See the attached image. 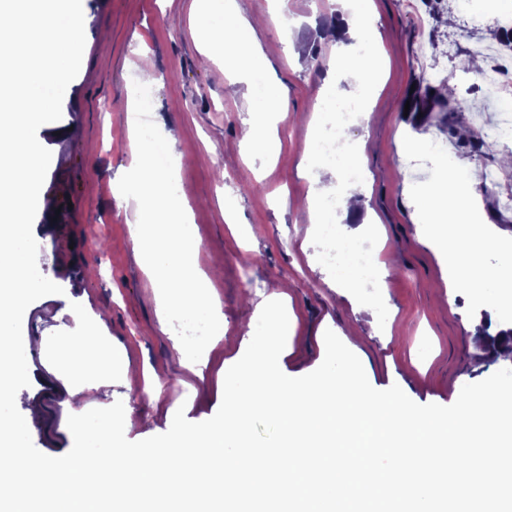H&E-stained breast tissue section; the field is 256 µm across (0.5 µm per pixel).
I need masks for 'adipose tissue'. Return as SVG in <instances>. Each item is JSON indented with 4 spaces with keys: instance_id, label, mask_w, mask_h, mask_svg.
Returning a JSON list of instances; mask_svg holds the SVG:
<instances>
[{
    "instance_id": "ef3b65f1",
    "label": "adipose tissue",
    "mask_w": 512,
    "mask_h": 512,
    "mask_svg": "<svg viewBox=\"0 0 512 512\" xmlns=\"http://www.w3.org/2000/svg\"><path fill=\"white\" fill-rule=\"evenodd\" d=\"M194 22L207 35L206 58L223 54L234 79L246 86L243 107L249 119L243 128L244 144L271 160H279L281 143L274 117L285 109L288 92L264 79L268 59L254 22L237 10L235 0H197ZM86 347L108 352L113 363L125 362L122 352L113 349L110 337L96 335L93 325L81 315H73L67 335L58 340L47 357L51 365L66 364L62 381L70 396L79 399L103 385L75 358Z\"/></svg>"
}]
</instances>
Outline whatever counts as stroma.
<instances>
[{"label":"stroma","instance_id":"obj_1","mask_svg":"<svg viewBox=\"0 0 512 512\" xmlns=\"http://www.w3.org/2000/svg\"><path fill=\"white\" fill-rule=\"evenodd\" d=\"M236 2L247 16L267 15L258 38L268 51V77L288 91V109L276 122L283 152L274 164L241 142L248 118L241 108L244 84L225 77L223 57L201 63L204 38L193 23V0H87L80 71L64 94L61 119L37 131L52 153L33 224L37 265L63 292L35 301L23 319L30 385L16 405L34 445L46 455H64L73 445L69 395L45 353L66 335L72 314L98 322L99 333L126 354L128 369H113L109 387L94 400L131 409L127 439L166 432L169 410L189 378L174 349L177 335L159 324L153 288L133 250V207L112 193L113 179L128 164L124 106L128 87L137 82L150 89L151 117L161 133L178 139L179 181L201 243L196 260L210 272L209 291L224 312V338L207 353L200 378L192 380L196 391L185 407L189 421L207 420L218 410L224 366L244 354L255 308L277 283L286 286L296 317L279 359L288 376L308 374L322 363L328 329L359 357L374 388L399 385L422 405L453 404L465 384L506 366L478 358L472 337L483 313L468 315L461 294L451 305L440 300L447 288L443 264L424 245L410 198L412 185L430 173L400 153L394 132L426 134L449 156L469 161L472 170H498L501 193L512 194V167L500 162L512 154V136L490 154L473 156L448 133L428 125L414 129L404 117L412 84L435 61L452 82L453 98L469 104L468 124L490 116L483 90L457 62L476 46L499 50L490 31L494 18L512 9V0H448V21L441 25L426 19L422 0H372L370 36L383 46L384 61L365 88L366 112L345 131L348 143L362 149L366 189L360 213L337 223L345 239L369 244L372 260L386 262L383 280L371 289L339 280L318 261L316 228L302 208L310 186L304 141L316 98L326 88L342 95L346 87L330 70L314 73L307 50L317 46L326 62L350 55V45L316 33L319 14H334L345 4ZM278 8L291 27L279 25ZM466 13L482 19V26L464 23ZM226 200L236 206L238 227L224 222ZM127 370L150 375L158 395H130L123 384Z\"/></svg>","mask_w":512,"mask_h":512}]
</instances>
